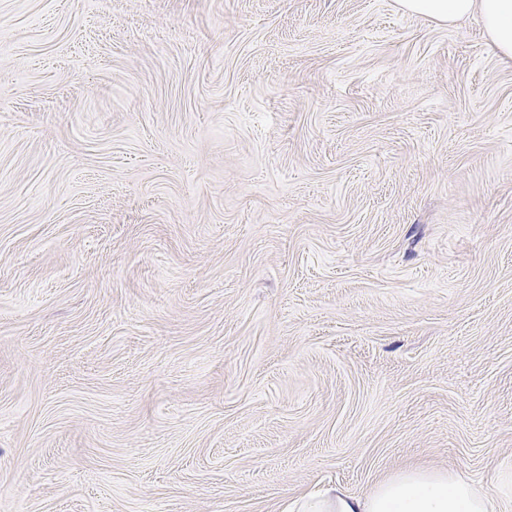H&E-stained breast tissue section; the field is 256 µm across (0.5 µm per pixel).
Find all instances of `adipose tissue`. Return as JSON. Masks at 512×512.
<instances>
[{
    "instance_id": "obj_1",
    "label": "adipose tissue",
    "mask_w": 512,
    "mask_h": 512,
    "mask_svg": "<svg viewBox=\"0 0 512 512\" xmlns=\"http://www.w3.org/2000/svg\"><path fill=\"white\" fill-rule=\"evenodd\" d=\"M400 8L441 24L479 15L493 51L512 61V0H398ZM289 512H512V472L502 471L497 493L482 490L460 472L407 467L364 495L339 488L308 493Z\"/></svg>"
}]
</instances>
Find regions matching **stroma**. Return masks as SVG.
<instances>
[{
	"instance_id": "1",
	"label": "stroma",
	"mask_w": 512,
	"mask_h": 512,
	"mask_svg": "<svg viewBox=\"0 0 512 512\" xmlns=\"http://www.w3.org/2000/svg\"><path fill=\"white\" fill-rule=\"evenodd\" d=\"M512 466V61L395 0H0V512H286Z\"/></svg>"
}]
</instances>
